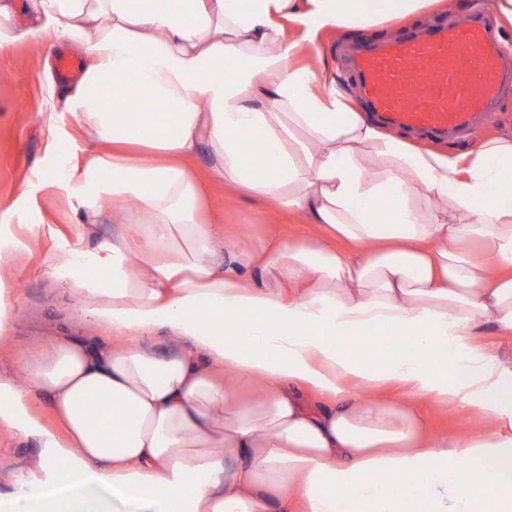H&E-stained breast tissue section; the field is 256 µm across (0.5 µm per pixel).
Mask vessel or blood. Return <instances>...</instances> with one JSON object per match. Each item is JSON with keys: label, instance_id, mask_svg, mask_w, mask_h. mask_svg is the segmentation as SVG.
I'll use <instances>...</instances> for the list:
<instances>
[{"label": "vessel or blood", "instance_id": "vessel-or-blood-1", "mask_svg": "<svg viewBox=\"0 0 512 512\" xmlns=\"http://www.w3.org/2000/svg\"><path fill=\"white\" fill-rule=\"evenodd\" d=\"M350 67L373 119L385 127L437 138L466 136L486 119L512 65L492 40L482 16L430 27L377 47L356 45Z\"/></svg>", "mask_w": 512, "mask_h": 512}]
</instances>
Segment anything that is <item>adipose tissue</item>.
<instances>
[{
	"label": "adipose tissue",
	"instance_id": "obj_1",
	"mask_svg": "<svg viewBox=\"0 0 512 512\" xmlns=\"http://www.w3.org/2000/svg\"><path fill=\"white\" fill-rule=\"evenodd\" d=\"M34 2L20 29L0 0L1 51L49 36L95 57L68 104L100 146L59 180L81 229L45 261L95 333L0 369V431L37 449L0 512H512V362L477 337L512 332V193L494 190L512 131L459 155L418 146L297 62L328 32L441 0ZM119 79L149 109L128 111ZM201 153L319 237L219 232L188 166ZM106 197L123 226L97 242ZM391 383L407 398L375 397ZM417 396L470 427L434 435Z\"/></svg>",
	"mask_w": 512,
	"mask_h": 512
}]
</instances>
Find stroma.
I'll use <instances>...</instances> for the list:
<instances>
[{
    "instance_id": "35a3bbf8",
    "label": "stroma",
    "mask_w": 512,
    "mask_h": 512,
    "mask_svg": "<svg viewBox=\"0 0 512 512\" xmlns=\"http://www.w3.org/2000/svg\"><path fill=\"white\" fill-rule=\"evenodd\" d=\"M489 0H457L453 11L427 13L420 19L393 21L365 31L344 30L325 35L318 47L302 49L299 61L318 72L339 78L351 96L359 89L350 72V53L360 36L376 43L408 32L423 33L436 21L456 23L474 10H488ZM56 51L50 39H23L0 52V230L32 225L24 236L22 251L0 253V266L8 269L6 277L18 289L14 304L15 323L10 339L0 341V361L19 356L38 357L49 336L78 331L80 322L71 317L74 297L65 284L50 280L44 260L62 241L72 239L77 226L68 197L47 180L56 163L70 159L74 144L94 146L91 133L70 114L66 98L78 85L58 72H47V61ZM53 114L54 124H47L46 114ZM512 130V83L506 84L486 123L464 142H444L448 152L461 154L482 139L503 130ZM209 203L222 215L225 229L240 234L257 233L259 225L272 224L279 231L308 236L314 225L300 215L272 205L236 197L223 186L209 190ZM36 454L33 444L0 433V494L12 492L17 475Z\"/></svg>"
}]
</instances>
